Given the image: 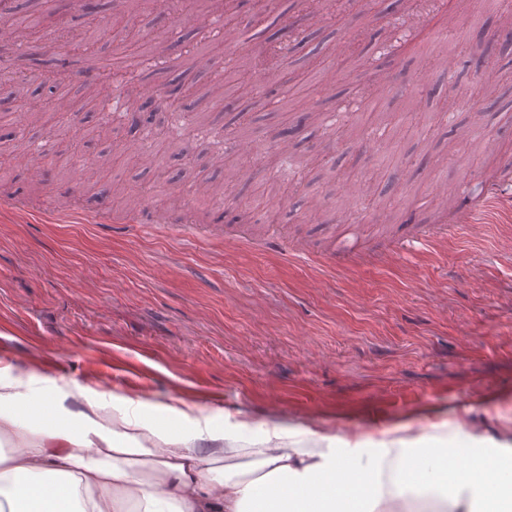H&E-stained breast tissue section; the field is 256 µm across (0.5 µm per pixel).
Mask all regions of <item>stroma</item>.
<instances>
[{
  "instance_id": "stroma-1",
  "label": "stroma",
  "mask_w": 512,
  "mask_h": 512,
  "mask_svg": "<svg viewBox=\"0 0 512 512\" xmlns=\"http://www.w3.org/2000/svg\"><path fill=\"white\" fill-rule=\"evenodd\" d=\"M418 2L412 13L345 0L340 22L315 35L326 45L330 98L291 99L304 52L273 71L252 68L244 85L225 43L197 38L150 0H102L93 15L76 0H29L44 17L42 37L18 68L64 70L59 91L71 108L45 123H6L16 157L0 169V365L35 385L61 373L81 386L110 384L123 400L170 403L215 427L251 422L257 437L290 427L301 439L358 430L388 441L420 420L450 438L465 418L512 439V210L451 223L436 244L415 237L437 224L439 188L512 165V123L471 111L480 94L472 73L440 87L425 68L423 42L440 38L462 62L489 12ZM302 9V0H235L231 17L255 44L270 27L307 25ZM159 26L164 55L135 81L159 97L148 145L186 149L163 160L172 174L191 169L171 183L127 161L120 115L87 99L79 58L64 48L82 36L108 60L115 33L141 40ZM395 36L404 50L383 54ZM381 67L389 85L377 112L354 111ZM217 78L220 102L209 95ZM304 108L335 113V125L302 127L289 156L279 155L274 132ZM382 117L402 138L389 137ZM460 123L479 137L454 133ZM354 124L363 138L350 136ZM235 128L250 155L229 152L224 132ZM48 146L55 152L36 192L28 169ZM104 152L111 168L97 163ZM213 153L243 162L246 175L223 200L204 201L197 186L213 175ZM388 154L398 183L381 196L349 194L375 181ZM111 181L143 187L140 204L98 202ZM307 190L321 198L319 217L294 206ZM349 232L363 259L334 267ZM388 248L393 257L376 261Z\"/></svg>"
}]
</instances>
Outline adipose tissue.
I'll list each match as a JSON object with an SVG mask.
<instances>
[{
	"label": "adipose tissue",
	"instance_id": "1",
	"mask_svg": "<svg viewBox=\"0 0 512 512\" xmlns=\"http://www.w3.org/2000/svg\"><path fill=\"white\" fill-rule=\"evenodd\" d=\"M108 388L59 378L38 390L0 368V435L12 450L0 455V512H371L393 489L390 512H477L512 442L484 431L458 429V453L437 454V435L422 427L395 438L401 456L371 446L369 438L336 439L268 433L246 443L249 426L207 431L196 445L197 420L166 403L142 401L143 417L102 416ZM82 408L70 410L68 399ZM481 449L475 470L457 456ZM369 455L367 467L351 460Z\"/></svg>",
	"mask_w": 512,
	"mask_h": 512
}]
</instances>
